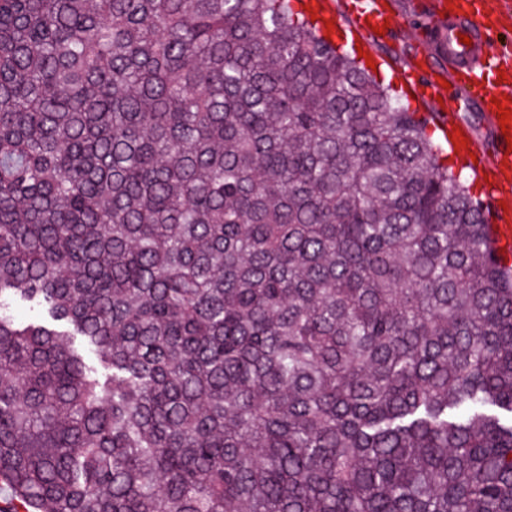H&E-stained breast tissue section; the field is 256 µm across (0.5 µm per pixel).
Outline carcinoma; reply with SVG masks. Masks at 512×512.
<instances>
[{
  "label": "carcinoma",
  "mask_w": 512,
  "mask_h": 512,
  "mask_svg": "<svg viewBox=\"0 0 512 512\" xmlns=\"http://www.w3.org/2000/svg\"><path fill=\"white\" fill-rule=\"evenodd\" d=\"M1 483L12 512H512L488 214L292 0H0Z\"/></svg>",
  "instance_id": "1"
}]
</instances>
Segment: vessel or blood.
<instances>
[{"mask_svg":"<svg viewBox=\"0 0 512 512\" xmlns=\"http://www.w3.org/2000/svg\"><path fill=\"white\" fill-rule=\"evenodd\" d=\"M298 4L310 7L320 36L329 42L351 34L363 45H372L379 40L378 28L392 18L388 0H344L340 12L332 0H298ZM434 21L448 28L445 76L422 81V65L412 61L402 73L401 85L414 93V106L448 133V144L461 167L482 180L493 222L510 233L512 144L504 137L498 109H512V0H438ZM447 80L477 90L487 136L478 135L456 109H431Z\"/></svg>","mask_w":512,"mask_h":512,"instance_id":"obj_1","label":"vessel or blood"}]
</instances>
